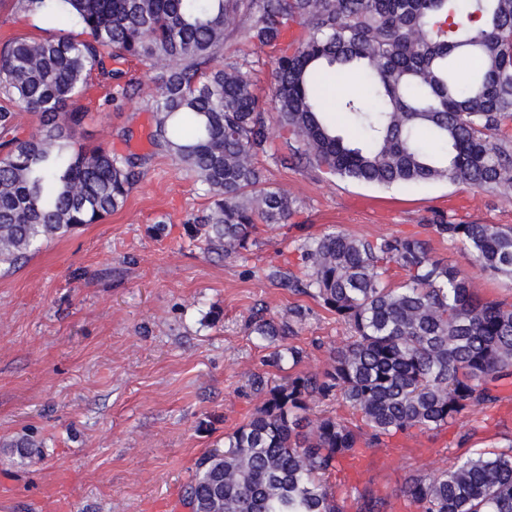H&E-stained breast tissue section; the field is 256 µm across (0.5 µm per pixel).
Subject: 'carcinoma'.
Wrapping results in <instances>:
<instances>
[{"label":"carcinoma","mask_w":512,"mask_h":512,"mask_svg":"<svg viewBox=\"0 0 512 512\" xmlns=\"http://www.w3.org/2000/svg\"><path fill=\"white\" fill-rule=\"evenodd\" d=\"M11 11L58 26L42 39L0 45V267L43 243L121 210L139 180V159L81 142L78 105L92 76L113 86L119 108L136 89L118 65L154 73L153 140L191 174L209 204L186 219L204 250L236 261L259 227L286 224L296 200L267 184L266 109L244 58L224 62L240 38L275 48L272 108L286 134L284 166L392 187L449 181L512 191V0H8ZM78 28L76 35L68 32ZM357 75L360 95L330 100L329 73ZM37 118L18 136L19 112ZM472 262L512 279V227L431 224ZM298 263L266 277L316 300L351 331L321 373L271 385L254 375L249 420L203 456L185 487L191 512H346L329 486L340 460L361 444L412 429L452 425L494 400L512 375V303L487 299L468 276L416 235L376 240L330 231L304 240ZM402 281H390L391 268ZM308 309L277 320L256 309L252 333L289 340ZM303 350L266 362L298 365ZM338 399L365 427L316 401ZM400 496L420 512H512V441L473 448L431 476H411ZM366 490L358 512H391Z\"/></svg>","instance_id":"cac0c4a2"}]
</instances>
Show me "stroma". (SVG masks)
Returning <instances> with one entry per match:
<instances>
[{
    "label": "stroma",
    "mask_w": 512,
    "mask_h": 512,
    "mask_svg": "<svg viewBox=\"0 0 512 512\" xmlns=\"http://www.w3.org/2000/svg\"><path fill=\"white\" fill-rule=\"evenodd\" d=\"M271 53L238 38L224 45L225 61L253 60L265 101ZM124 69L138 93L109 109L108 87L92 80L80 100L89 111L80 139L142 157L126 205L0 271V512H189L181 491L198 460L223 449L252 413L253 374L275 383L284 376L262 364L268 351L250 333L253 308L279 319L292 306L308 309L293 339L305 352L301 371H323L330 348L347 341L335 315L266 277L269 265L296 261L306 238L416 234L482 296L512 297V280L489 276L458 244L428 232L441 220L512 227V192L447 181L385 188L266 157L271 185L297 201L295 216L262 230L246 260L205 253L184 220L208 199L149 139L150 73L135 61ZM125 129L131 141L120 137ZM160 222L166 231L158 236ZM493 392L495 402L451 426L388 436L342 459L330 483L348 512L366 489L394 498L397 512H420L398 495L406 479L450 468L473 448L502 450L512 438V377ZM21 437L38 441L37 451L11 449Z\"/></svg>",
    "instance_id": "obj_1"
}]
</instances>
